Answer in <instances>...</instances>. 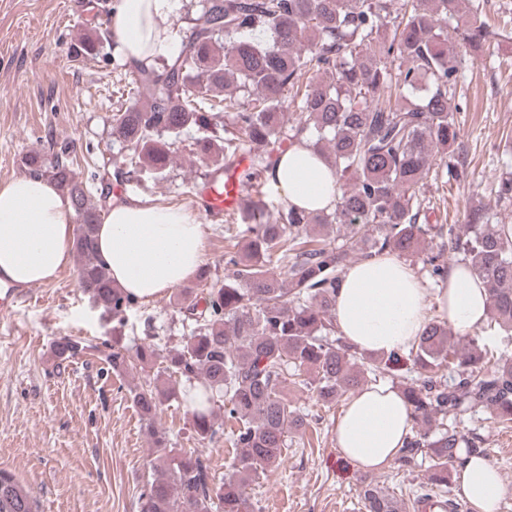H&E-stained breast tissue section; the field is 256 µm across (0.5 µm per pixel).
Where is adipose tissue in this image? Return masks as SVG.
I'll use <instances>...</instances> for the list:
<instances>
[{"mask_svg": "<svg viewBox=\"0 0 512 512\" xmlns=\"http://www.w3.org/2000/svg\"><path fill=\"white\" fill-rule=\"evenodd\" d=\"M182 5L183 0H119L111 32L125 58L151 64L175 55ZM267 178L287 204L312 212L336 206L335 171L308 139L279 156ZM74 233V210L53 182L26 174L0 183V279L26 286L52 281L72 261ZM206 234V225L185 208L115 201L97 227L96 250L113 285L149 304L196 275ZM431 302L460 332L486 319V293L463 262H451L446 281L429 291L396 255L359 261L338 282L336 331L363 352L404 351L422 333ZM411 429L400 392L390 385L369 386L346 400L336 423V445L359 468H383L402 454ZM454 479L477 512H497L504 485L486 458H470Z\"/></svg>", "mask_w": 512, "mask_h": 512, "instance_id": "adipose-tissue-1", "label": "adipose tissue"}]
</instances>
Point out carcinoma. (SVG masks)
Here are the masks:
<instances>
[{
    "mask_svg": "<svg viewBox=\"0 0 512 512\" xmlns=\"http://www.w3.org/2000/svg\"><path fill=\"white\" fill-rule=\"evenodd\" d=\"M199 0L187 12L177 55L136 69L132 98L112 114L113 140L133 151L117 176H163L175 139L195 131L192 151L217 182L240 153L255 188L227 229L224 280L201 272L176 296L192 328L165 357L162 373L198 382L185 394L195 405L191 422L200 441L219 431L216 403L239 424V453L218 478L208 459L169 447L158 410L178 395L175 384L149 382L133 390L154 448L141 512H251L249 482L281 465L288 431L303 426L281 387L288 369L306 372L305 384L326 404L368 378L401 385L420 429L406 448L433 462V482L448 486V464L460 448L484 454L442 419L486 408L512 422V359L491 361L486 339L512 334V224H492L475 208L466 229L430 220L438 207L419 194L428 176L456 180L459 161L449 153L460 134L458 56L476 57L497 36L487 0ZM392 17V29L381 24ZM335 169L340 195L330 212H308L274 202L263 191L272 150L301 134ZM68 144L51 155L24 158L70 199L76 215L78 285L91 302L124 324L136 302L112 284L96 252L100 204L76 177ZM512 203V171L491 187ZM274 210V218L268 217ZM383 252L426 254L429 275L445 281L447 256L459 255L487 296V319L465 342L447 320L434 316L411 350L364 358L335 335L337 282L352 259ZM88 348L81 340L54 343L66 361ZM156 357L151 344L112 341L105 360L120 372ZM367 512H398L384 490L364 491ZM0 512H39L38 501L14 475L0 469Z\"/></svg>",
    "mask_w": 512,
    "mask_h": 512,
    "instance_id": "1",
    "label": "carcinoma"
}]
</instances>
